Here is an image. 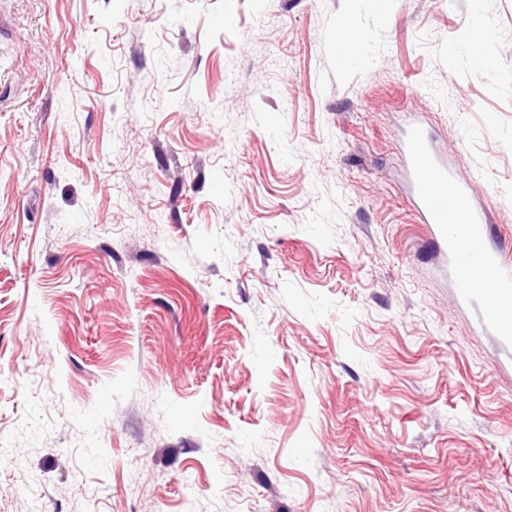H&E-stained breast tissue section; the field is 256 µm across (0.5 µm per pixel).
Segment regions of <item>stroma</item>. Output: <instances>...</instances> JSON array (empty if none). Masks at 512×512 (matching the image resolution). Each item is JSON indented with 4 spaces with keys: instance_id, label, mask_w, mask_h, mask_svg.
Listing matches in <instances>:
<instances>
[{
    "instance_id": "stroma-1",
    "label": "stroma",
    "mask_w": 512,
    "mask_h": 512,
    "mask_svg": "<svg viewBox=\"0 0 512 512\" xmlns=\"http://www.w3.org/2000/svg\"><path fill=\"white\" fill-rule=\"evenodd\" d=\"M412 116L512 249V0H0V512H512ZM471 28L472 34L466 43V51L476 66L481 68L492 62V56L489 54V48L485 38L487 25L486 22L482 20L477 10L474 13ZM337 54L343 62L356 61L362 50V37L350 28H345L337 42Z\"/></svg>"
}]
</instances>
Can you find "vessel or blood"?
Segmentation results:
<instances>
[{"label":"vessel or blood","mask_w":512,"mask_h":512,"mask_svg":"<svg viewBox=\"0 0 512 512\" xmlns=\"http://www.w3.org/2000/svg\"><path fill=\"white\" fill-rule=\"evenodd\" d=\"M402 155L410 203L420 223L434 225L448 252L459 300L478 307V327L512 335V269L487 240V215L474 205L469 184L434 147L426 127L410 123Z\"/></svg>","instance_id":"vessel-or-blood-1"}]
</instances>
